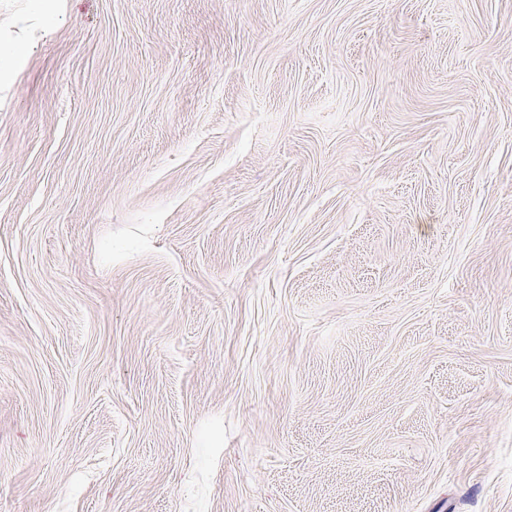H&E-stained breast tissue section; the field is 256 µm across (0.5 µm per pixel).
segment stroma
Wrapping results in <instances>:
<instances>
[{"instance_id":"1","label":"stroma","mask_w":512,"mask_h":512,"mask_svg":"<svg viewBox=\"0 0 512 512\" xmlns=\"http://www.w3.org/2000/svg\"><path fill=\"white\" fill-rule=\"evenodd\" d=\"M0 512H512V0H0Z\"/></svg>"}]
</instances>
